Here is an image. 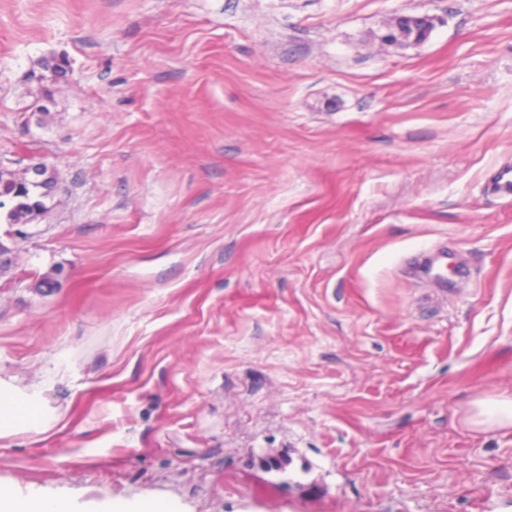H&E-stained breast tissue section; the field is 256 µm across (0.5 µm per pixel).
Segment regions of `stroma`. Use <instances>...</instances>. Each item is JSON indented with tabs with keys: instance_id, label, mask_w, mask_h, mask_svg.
I'll list each match as a JSON object with an SVG mask.
<instances>
[{
	"instance_id": "1",
	"label": "stroma",
	"mask_w": 512,
	"mask_h": 512,
	"mask_svg": "<svg viewBox=\"0 0 512 512\" xmlns=\"http://www.w3.org/2000/svg\"><path fill=\"white\" fill-rule=\"evenodd\" d=\"M0 159L56 178L0 224V378L59 418L1 491L512 512L469 422L512 395V0H0ZM408 22L407 26L400 27V24H404ZM430 21L425 17H404L395 25L393 29H389V31L382 37L383 41L391 42L397 40V38L401 35L412 34L414 39L416 40L419 35V30L417 26L420 28H425L426 31L429 28L428 24ZM409 27V28H408ZM411 29V30H410ZM455 264V256L448 253V250L438 249L429 261L424 265L422 273L424 276L441 286H446L447 278L441 274V269Z\"/></svg>"
}]
</instances>
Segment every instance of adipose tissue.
<instances>
[{"label": "adipose tissue", "mask_w": 512, "mask_h": 512, "mask_svg": "<svg viewBox=\"0 0 512 512\" xmlns=\"http://www.w3.org/2000/svg\"><path fill=\"white\" fill-rule=\"evenodd\" d=\"M52 419L40 389L22 391L0 379V435L46 433ZM0 512H75V508L63 497L2 493Z\"/></svg>", "instance_id": "adipose-tissue-1"}]
</instances>
